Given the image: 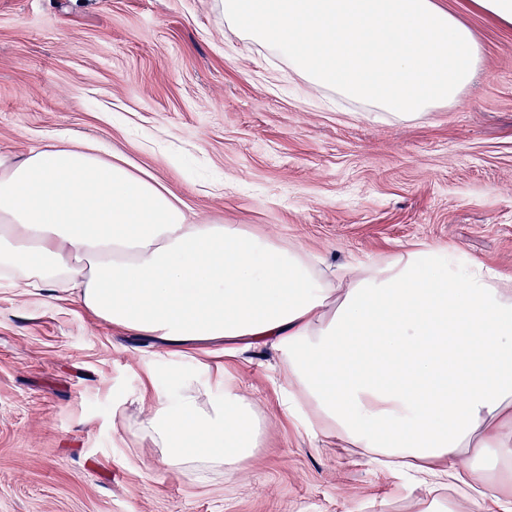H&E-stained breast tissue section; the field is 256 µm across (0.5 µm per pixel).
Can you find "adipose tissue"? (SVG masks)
Here are the masks:
<instances>
[{
    "label": "adipose tissue",
    "mask_w": 512,
    "mask_h": 512,
    "mask_svg": "<svg viewBox=\"0 0 512 512\" xmlns=\"http://www.w3.org/2000/svg\"><path fill=\"white\" fill-rule=\"evenodd\" d=\"M416 246L341 274L237 224L191 222L174 192L123 157L60 140L0 153V281L60 291L100 320L224 354L265 347L288 370L283 405L324 435L421 483L446 476L469 505L508 502L512 275ZM223 397H215L214 385ZM235 378L173 369L140 425L187 473L257 444Z\"/></svg>",
    "instance_id": "adipose-tissue-1"
}]
</instances>
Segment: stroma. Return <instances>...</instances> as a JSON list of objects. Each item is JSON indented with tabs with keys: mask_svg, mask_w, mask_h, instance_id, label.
<instances>
[{
	"mask_svg": "<svg viewBox=\"0 0 512 512\" xmlns=\"http://www.w3.org/2000/svg\"><path fill=\"white\" fill-rule=\"evenodd\" d=\"M481 50L421 119L361 116L224 20L221 0H0V152L94 143L199 223L243 225L328 265L421 244L512 273V29L438 0ZM225 368L258 419L250 458L198 479L139 424L180 367ZM269 349L169 354L63 295L0 288V512H447L288 416Z\"/></svg>",
	"mask_w": 512,
	"mask_h": 512,
	"instance_id": "stroma-1",
	"label": "stroma"
}]
</instances>
